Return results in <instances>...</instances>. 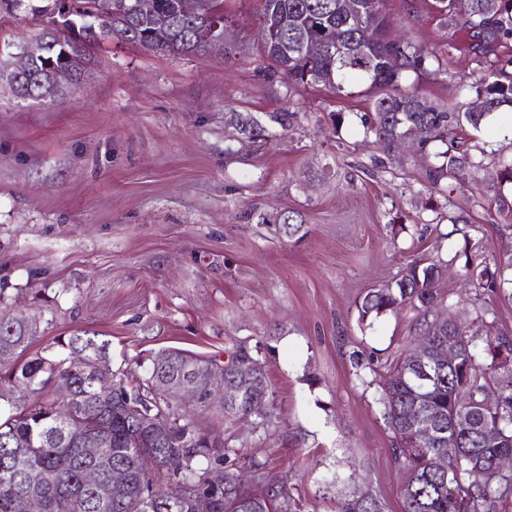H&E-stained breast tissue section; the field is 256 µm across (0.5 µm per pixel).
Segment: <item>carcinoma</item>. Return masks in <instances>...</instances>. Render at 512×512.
Returning a JSON list of instances; mask_svg holds the SVG:
<instances>
[{
	"label": "carcinoma",
	"instance_id": "cac0c4a2",
	"mask_svg": "<svg viewBox=\"0 0 512 512\" xmlns=\"http://www.w3.org/2000/svg\"><path fill=\"white\" fill-rule=\"evenodd\" d=\"M96 5V12L81 17L51 35L46 29L35 34L42 54L32 61L28 73L5 78L8 55L0 54V80L6 79L13 97L24 95L38 103L52 93L54 72L68 69L80 84L88 75L92 49L118 38L141 50L161 55L222 56L223 20L231 19L227 0H202L200 14L186 17L180 0H152V10L126 8L119 12L103 8L112 0H84ZM444 23L472 31L487 44L512 41V0H433ZM346 0H260L259 21L266 26L267 39L261 46L272 73L290 85L322 87L340 97H366L369 112L361 116L365 133L372 135L391 153L395 142L424 127L422 142L430 163L425 181L447 196L453 192L442 185L448 179L460 180L469 170L484 173L490 187L499 191L512 185V159L485 162L484 152L463 149L456 141V130H479L490 114L512 103V79L504 72H491L470 91L459 88L464 99L450 112L441 105L424 110L416 107L419 95L403 93L399 84L410 72L424 68L429 55L409 40L394 33V22L386 0H362L364 15L348 17ZM310 41L326 45L325 53L310 56L301 46ZM399 62L387 67L392 52ZM481 99L484 112H473L470 104ZM275 230L293 237L303 228L288 213L274 219ZM465 258L463 271L477 290L503 291L512 287V261L494 266L475 262L469 239L456 254ZM442 265L417 260L407 264L389 283L370 289L359 304V317L365 321L386 311L408 307L416 312L420 328L418 344L428 356L436 343L453 338L462 343L454 365L435 366L434 379L425 382L424 392L403 377L407 358L399 356L382 376L381 403L384 418L393 435L395 460L407 475L401 489L402 512H512V475L488 486L484 473L496 460L512 455V379L503 381L499 372L512 374L501 358L512 359V339L486 337L478 346L480 328L457 324L451 306L445 304L439 278ZM10 305L0 297V352L18 359L26 351L32 325L9 313ZM53 358L35 356L17 363L0 380V512H15L14 502L24 491L22 472L37 467L45 474L49 494L30 502L28 512H287L283 486L276 485L270 499L258 502L237 488L231 449L224 440L208 438L193 426V416L171 403L151 395L155 369L144 378L118 373L112 378V391L102 396L92 388L91 364L107 362L109 343L87 334H74L57 341ZM167 377L174 378L186 362L199 366L204 374L213 361L187 350L172 349ZM499 385L500 399L493 405L483 400V390ZM49 390L41 401L23 405L14 395L29 388ZM256 388L241 394L237 405L224 407V417L236 418L247 412ZM76 409V414L93 420L106 431L103 452L112 465L129 471V484L108 503L99 501L85 482L90 461L81 448L62 437L58 421L59 401ZM465 403L477 424L498 432L486 437L478 431H457L453 418L459 403ZM151 406L167 427L164 438L142 448H132L135 435L132 407ZM428 416L437 437L417 447L412 444L409 426ZM177 453L184 457L178 469L164 467L160 457ZM448 460V468L440 461ZM224 470V485H212L207 476ZM337 512H383L380 501L370 493L357 491L337 503Z\"/></svg>",
	"mask_w": 512,
	"mask_h": 512
}]
</instances>
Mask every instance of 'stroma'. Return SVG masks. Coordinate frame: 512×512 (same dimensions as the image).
<instances>
[{
  "label": "stroma",
  "mask_w": 512,
  "mask_h": 512,
  "mask_svg": "<svg viewBox=\"0 0 512 512\" xmlns=\"http://www.w3.org/2000/svg\"><path fill=\"white\" fill-rule=\"evenodd\" d=\"M229 8L224 56L153 55L112 40L61 102H20L0 85V295L14 314L42 313L30 357L79 330L108 341L113 370L139 375L171 347L208 359L250 347L267 366L271 418L196 415L231 461L283 482L288 512H334L356 490L401 512L404 473L379 373L412 346L415 313L363 321L358 299L411 260L447 262V213L490 265L506 260L512 229L482 174L451 200L433 195L421 155L405 148L403 165L389 163L365 136L367 101L270 75L257 0ZM392 13L442 62L401 90L448 106L490 68L512 74V43L480 47L430 0H393ZM280 112L297 122L278 124ZM239 115L266 135L244 138ZM497 118L461 133L492 161L512 157L498 138L512 106ZM284 211L302 220L300 235L263 223ZM441 287L461 323L485 319L512 338V300L476 292L457 265Z\"/></svg>",
  "instance_id": "35a3bbf8"
}]
</instances>
